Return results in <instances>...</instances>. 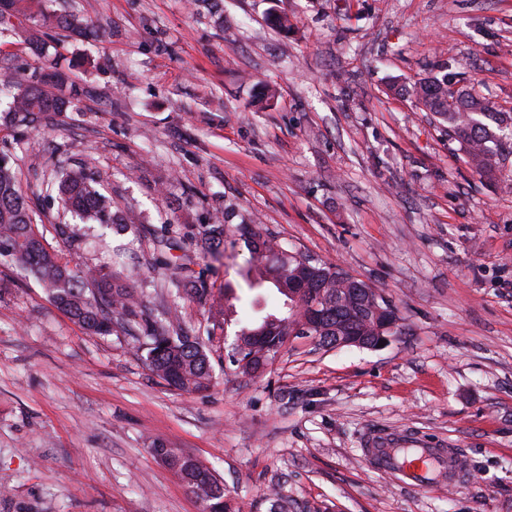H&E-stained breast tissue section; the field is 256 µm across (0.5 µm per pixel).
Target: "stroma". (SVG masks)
<instances>
[{"instance_id":"1","label":"stroma","mask_w":512,"mask_h":512,"mask_svg":"<svg viewBox=\"0 0 512 512\" xmlns=\"http://www.w3.org/2000/svg\"><path fill=\"white\" fill-rule=\"evenodd\" d=\"M76 5L98 38L56 49L81 100L38 130L0 124V151L29 194L59 159L99 171L130 229L43 204L35 232L74 270L109 267L155 316L211 332L214 380L168 387L130 337L85 333L0 256V512H198L158 443L246 512H512V176L475 174L434 114L386 92L446 62L512 109V0ZM226 220L377 289L404 334L375 349L293 337L239 373L170 271L190 262L216 294L237 280L244 246L216 259L190 239ZM392 429L457 449L465 480L417 489L377 471L366 439Z\"/></svg>"}]
</instances>
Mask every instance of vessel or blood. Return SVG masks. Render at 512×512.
Wrapping results in <instances>:
<instances>
[{
    "label": "vessel or blood",
    "instance_id": "b4317fda",
    "mask_svg": "<svg viewBox=\"0 0 512 512\" xmlns=\"http://www.w3.org/2000/svg\"><path fill=\"white\" fill-rule=\"evenodd\" d=\"M365 454L378 470L399 475L404 484L415 488L443 481L455 484L463 477L455 449L406 431L373 434Z\"/></svg>",
    "mask_w": 512,
    "mask_h": 512
}]
</instances>
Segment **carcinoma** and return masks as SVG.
Returning <instances> with one entry per match:
<instances>
[{
  "instance_id": "cac0c4a2",
  "label": "carcinoma",
  "mask_w": 512,
  "mask_h": 512,
  "mask_svg": "<svg viewBox=\"0 0 512 512\" xmlns=\"http://www.w3.org/2000/svg\"><path fill=\"white\" fill-rule=\"evenodd\" d=\"M40 0H0L11 9L14 21L0 18V34L12 32L16 23H31L28 40L38 54L48 55L49 44L37 35L39 28H51L63 37L89 40L97 36L93 20L78 11L42 12ZM3 95L8 98L7 116L17 126L37 129L54 112H66L80 100L82 91L69 74L54 67L50 73L36 68L20 72L6 68ZM390 90L406 95L415 107L431 112L457 140L472 170L481 177L492 178L503 173L512 155V110H495L485 98L464 85L462 74L439 67L437 72L420 78L406 89L395 85ZM50 201L59 202L66 210L78 214L87 224L113 225L122 228L125 217L112 213V198L101 191L100 176L90 165L63 171L47 183ZM33 209L21 191L16 169L10 157L0 155V254L15 259L34 273L52 303L92 335H110L121 331L132 336L145 352V365L150 373L167 385L184 392H202L212 384L211 365L206 346L198 337L188 335L174 324L176 316L163 321L150 312L140 295L104 268L75 272L49 253L35 234ZM194 238L206 249H218L242 241L250 251L245 266L238 274L248 288H264L270 284L283 296L282 306L264 314L250 303L243 317H237L233 301L238 299L232 281L224 280V306L215 316L224 324H235L229 361L244 374L259 371V363L233 352L239 342L250 344L251 337L265 336L269 342L282 343L284 336H317L318 344L330 345L336 336H374L385 320L399 321L395 308L378 291L362 298L347 294L364 282L345 271L312 258L299 250H288L264 233L260 224H204ZM178 282L188 286L191 297L213 309L217 300L207 288L202 275L188 266L181 268ZM317 304L322 320L309 326V312ZM387 316H379L375 307ZM170 469L196 495L202 512H236L226 498L224 482L208 467L173 448L154 449Z\"/></svg>"
}]
</instances>
